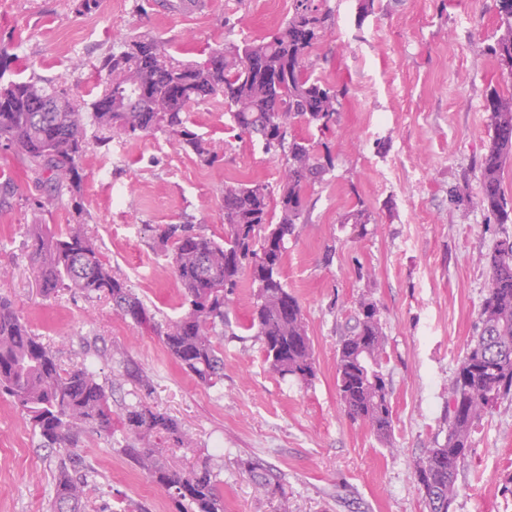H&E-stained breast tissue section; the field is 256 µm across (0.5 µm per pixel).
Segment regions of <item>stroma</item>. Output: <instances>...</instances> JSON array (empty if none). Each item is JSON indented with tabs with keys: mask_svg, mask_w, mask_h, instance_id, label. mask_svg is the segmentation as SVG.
Wrapping results in <instances>:
<instances>
[{
	"mask_svg": "<svg viewBox=\"0 0 512 512\" xmlns=\"http://www.w3.org/2000/svg\"><path fill=\"white\" fill-rule=\"evenodd\" d=\"M184 19L151 0H105L95 12L77 0H0V45L13 61L0 83L35 77L92 99L99 66L120 35L150 34L171 53L196 58L218 45L260 40L287 19L292 0H210ZM334 25L313 50L315 76L348 94L327 140L335 168L308 192L307 223L286 244L282 279L299 300L316 358L308 384L272 372L249 331L250 274L230 295L224 379L200 383L168 355L153 332L113 315L106 298L38 291L28 256V224L83 222L113 271L127 279L156 321L179 317L180 284L156 224L224 231V183L254 179L278 189L279 161L239 139L217 97L193 107L188 127L220 161L202 165L166 134L90 142L82 158L79 208L35 212L44 191L19 159L0 152V294L65 366L94 361L119 408L146 397L194 438L170 450L171 465L209 460L224 512H428L414 478L424 449L444 440L448 384L476 333L489 276L486 256L512 237L476 205L479 163L490 145L489 87L512 95V75L489 48L498 17L491 0H378L357 18L356 0H327ZM365 229L344 223L356 204ZM374 300L386 335L384 370L393 430L389 441L350 421L336 388V348L360 298ZM147 373L142 394L126 366ZM78 454L93 512H176L167 493L119 450L86 434ZM63 454L42 448L13 401L0 396V512H46L52 470ZM281 475L274 492L257 489L245 465ZM450 512H512V397L472 435Z\"/></svg>",
	"mask_w": 512,
	"mask_h": 512,
	"instance_id": "stroma-1",
	"label": "stroma"
}]
</instances>
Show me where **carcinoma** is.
Listing matches in <instances>:
<instances>
[{"label": "carcinoma", "instance_id": "carcinoma-1", "mask_svg": "<svg viewBox=\"0 0 512 512\" xmlns=\"http://www.w3.org/2000/svg\"><path fill=\"white\" fill-rule=\"evenodd\" d=\"M500 34L490 52L512 60V0H493ZM333 12L315 0H293L285 23L260 41L210 50L202 60H181L148 34L121 36L102 61L98 91L90 101L62 96L60 88L32 78L0 87V149L21 155L45 197L43 209L77 203L87 150V127L96 140L164 133L200 162L217 155L187 127L195 105L224 98L230 126L260 142L280 159L284 178L278 191L265 184L224 183V235L218 239L193 224L152 228L170 248L174 274L183 289L181 316L161 327L128 282L106 262L95 237L82 224L53 232L30 224V261L40 292L62 289L86 298L105 297L115 315L160 336L168 354L203 384L224 377L227 295L244 270L256 284L248 329L255 331L269 367L282 376L309 382L316 376L314 349L298 299L281 280L288 237L305 223L307 190L334 168L330 152L320 155L311 140L294 133L297 124L324 135L335 125L347 87L314 76L311 54L332 24ZM491 142L480 161L478 205L499 224L512 223V204L501 180L512 157V97L496 88L485 94ZM486 286L476 336L448 386V432L443 443L425 450L415 477L429 512H449L459 469L472 434L492 406L512 395V240L489 253ZM385 333L377 304L359 302L354 324L336 349V386L344 414L389 439L390 390L383 362ZM0 393L12 398L28 419L40 448H79L81 435L111 437L120 427L122 452L157 486L179 512H224L217 475L206 461L180 469L166 461V449L191 448L193 438L168 413L140 400L114 414L110 395L97 374L80 365L63 367L58 352L34 335L13 302L0 296ZM253 484L278 487L279 476L261 464L246 465ZM87 475L72 458L53 473L47 512H87Z\"/></svg>", "mask_w": 512, "mask_h": 512}]
</instances>
